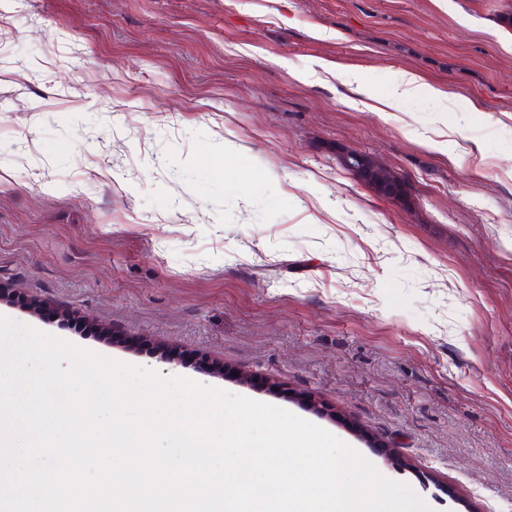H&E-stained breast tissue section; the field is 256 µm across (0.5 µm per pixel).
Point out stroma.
<instances>
[{
    "instance_id": "1",
    "label": "stroma",
    "mask_w": 512,
    "mask_h": 512,
    "mask_svg": "<svg viewBox=\"0 0 512 512\" xmlns=\"http://www.w3.org/2000/svg\"><path fill=\"white\" fill-rule=\"evenodd\" d=\"M508 12L0 0V281L46 304L0 315L287 409L432 512H512ZM399 71L447 101L389 107ZM341 160L343 167L363 184L386 198L400 200V178L378 158L364 152L347 151Z\"/></svg>"
}]
</instances>
